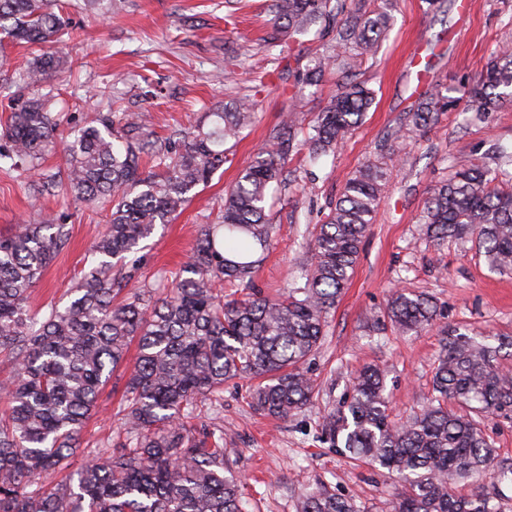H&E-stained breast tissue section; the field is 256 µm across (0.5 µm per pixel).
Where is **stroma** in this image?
Here are the masks:
<instances>
[{
	"mask_svg": "<svg viewBox=\"0 0 512 512\" xmlns=\"http://www.w3.org/2000/svg\"><path fill=\"white\" fill-rule=\"evenodd\" d=\"M71 34L56 47L12 43L0 33V115L10 111L20 76L40 57L63 55V72L38 87L61 114L60 135L97 116L147 114L157 135L191 130L207 112L241 97L255 96V119L207 186L196 188L172 221L157 226L144 248L129 254L140 280L156 296L166 294L172 274L188 261L197 229L217 221L224 194L253 161L288 109L305 117L322 111L338 76L327 70L307 84L314 57L335 40L323 25L294 35L289 51L264 40L271 27L272 0H122L110 13L87 11L83 0H66ZM390 26L375 53L352 60L353 77L374 93V103L336 155L316 164L289 160L285 181L271 201L276 241L254 275L262 295L276 296L299 280L311 261L306 227L322 223L340 196L346 177L366 159L381 157L392 178L378 208L355 273L329 315L327 336L308 368L320 385L315 404L286 419H269L246 404L250 380L224 385V409H198L207 428L224 429L231 466L245 483L251 512H295L304 493L324 486L351 497L366 512H389L397 477L352 464L320 439L324 414L344 401L353 373L376 364L387 374L394 420L418 410L431 387L443 330L489 341L512 338V275L491 272L474 242L428 239L418 222L423 201L437 181L449 178L454 159L483 163L500 150L512 152V107L477 119L454 108L418 139L397 142L400 119L420 95L441 91L460 97L464 86L503 46L512 47V0H392ZM31 177L0 171V235L24 220L53 218L66 224L69 239L55 256L29 304L40 310L67 302L71 281L85 266L86 252L103 232L108 211L74 204L64 189L37 196ZM408 288L436 301L441 315L420 334L373 330L392 290ZM123 378H113L82 435L68 470L76 472L119 429Z\"/></svg>",
	"mask_w": 512,
	"mask_h": 512,
	"instance_id": "obj_1",
	"label": "stroma"
}]
</instances>
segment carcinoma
Wrapping results in <instances>:
<instances>
[{"label": "carcinoma", "instance_id": "1", "mask_svg": "<svg viewBox=\"0 0 512 512\" xmlns=\"http://www.w3.org/2000/svg\"><path fill=\"white\" fill-rule=\"evenodd\" d=\"M273 0L268 44L335 16L336 48L374 50L387 29L384 12L347 13L342 0ZM62 0H0V33L27 44L58 43L69 34ZM64 61L36 60L25 86L43 82ZM340 74L336 95L308 123L288 111L252 164L226 191L217 224L199 227L191 259L173 278L170 294L136 288L137 270L121 263L159 224L206 185L255 117L242 97L207 115L197 129L156 137L141 116L107 115L57 141L47 100L32 95L0 121V169L29 171L37 190L65 184L80 203L111 206L105 231L93 243L87 271L74 279L64 306L33 311L28 298L67 241L53 220L19 224L0 236V357L10 367L0 380V512H248L240 481L228 467L224 428L195 423L198 403L219 400L224 383L254 378L247 396L253 411L286 418L313 404L318 384L306 367L325 336L358 265L391 171L369 160L346 179L336 205L316 228L302 286L277 298H243L224 288L248 284L269 251L274 225L265 213L268 189L282 181L286 159L307 150L317 160L336 153L362 122L373 91L351 79V57L320 54L306 74ZM464 111L497 112L512 103V50L494 58L464 87ZM460 99L440 92L421 98L396 138H416ZM62 149L65 171L42 167L45 153ZM152 160L161 172L146 170ZM419 223L440 244L476 238L490 266L512 274V155L502 152L478 166L458 161L437 182ZM437 303L406 289L392 293L384 318L399 331L436 324ZM129 367L119 406L123 434L92 450L77 479L50 485L43 477L68 466L102 390ZM512 420V372L498 348L465 334L440 340L431 393L409 418L389 414L385 377L360 369L348 399L323 417V440L355 462L402 476L407 490L391 512H503L484 494L457 496L452 486L480 477L512 483V464L494 468L495 449L483 420ZM296 512H363L355 499L322 486L305 494Z\"/></svg>", "mask_w": 512, "mask_h": 512}]
</instances>
